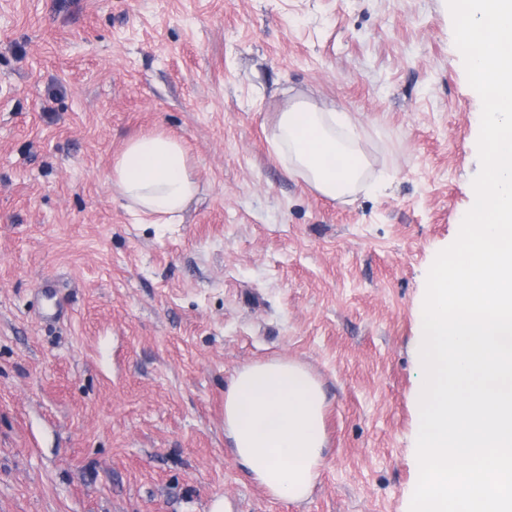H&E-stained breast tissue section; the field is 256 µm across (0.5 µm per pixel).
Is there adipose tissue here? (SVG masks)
<instances>
[{"label":"adipose tissue","mask_w":512,"mask_h":512,"mask_svg":"<svg viewBox=\"0 0 512 512\" xmlns=\"http://www.w3.org/2000/svg\"><path fill=\"white\" fill-rule=\"evenodd\" d=\"M364 134L346 112L300 98L274 118L269 145L293 177L336 199L377 193L366 181ZM108 181L140 224H180L200 192L181 139L153 132L130 139ZM325 393L301 364L274 359L236 372L224 394V434L234 456L275 498L309 497L327 451Z\"/></svg>","instance_id":"ef3b65f1"}]
</instances>
